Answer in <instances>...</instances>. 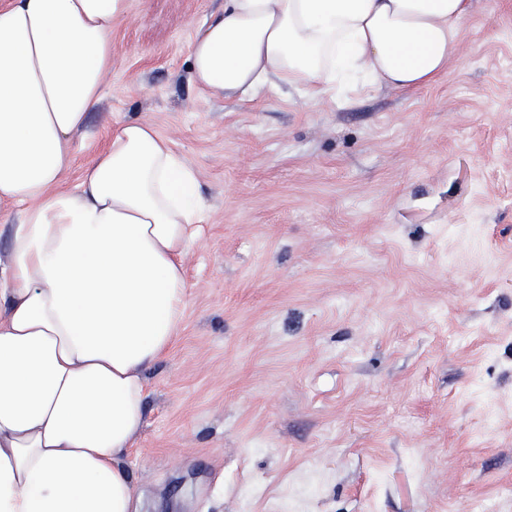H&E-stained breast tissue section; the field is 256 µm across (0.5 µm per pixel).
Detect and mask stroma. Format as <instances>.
Returning a JSON list of instances; mask_svg holds the SVG:
<instances>
[{
	"instance_id": "35a3bbf8",
	"label": "stroma",
	"mask_w": 512,
	"mask_h": 512,
	"mask_svg": "<svg viewBox=\"0 0 512 512\" xmlns=\"http://www.w3.org/2000/svg\"><path fill=\"white\" fill-rule=\"evenodd\" d=\"M224 0H129L65 189L153 122L210 205L127 457L140 512H512V0L354 105L206 98Z\"/></svg>"
}]
</instances>
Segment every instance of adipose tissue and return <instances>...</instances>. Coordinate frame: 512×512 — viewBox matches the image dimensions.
Masks as SVG:
<instances>
[{"mask_svg": "<svg viewBox=\"0 0 512 512\" xmlns=\"http://www.w3.org/2000/svg\"><path fill=\"white\" fill-rule=\"evenodd\" d=\"M129 0L0 7V512H139L125 458L147 374L185 316L183 258L206 214L196 172L146 120L125 121L62 190L102 98ZM472 0H224L189 46L211 99L286 89L413 92L445 75Z\"/></svg>", "mask_w": 512, "mask_h": 512, "instance_id": "1", "label": "adipose tissue"}]
</instances>
